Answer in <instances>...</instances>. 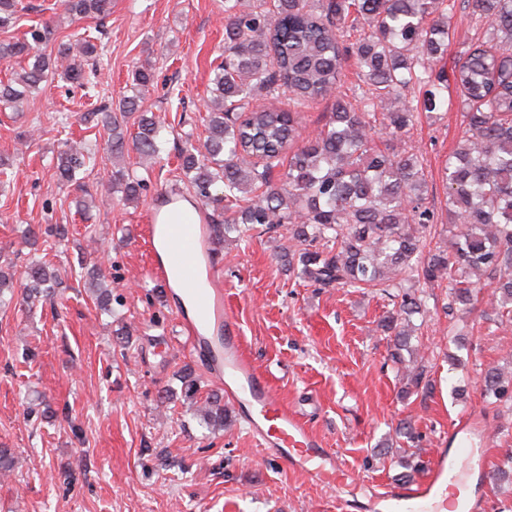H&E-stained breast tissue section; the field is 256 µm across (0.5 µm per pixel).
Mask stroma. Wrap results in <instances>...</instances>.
<instances>
[{
  "mask_svg": "<svg viewBox=\"0 0 512 512\" xmlns=\"http://www.w3.org/2000/svg\"><path fill=\"white\" fill-rule=\"evenodd\" d=\"M20 2L15 36L48 22L56 39L47 52L84 32L104 55L92 90L57 78L22 106L0 105V159L8 163L0 179V266L43 258L41 245L27 242V226L69 229L66 248L53 259L62 285L52 298L0 309V448L16 459L12 475L0 478V512H368L362 488L385 487L401 472L408 444L396 428L403 420L412 421L427 462L448 447L450 426L464 418L479 428L475 444L486 449V466L512 454V410L480 394L485 370L512 371V315L489 303V279H481L467 310L452 305L449 283L425 288L428 313L414 320L411 344L434 390L404 398L393 342L379 326L391 301L376 290L320 289L285 273L276 255L287 241L277 232L218 250L224 302L247 352L316 437L338 451L347 480L339 490L320 486L264 461L240 420L221 430L207 425L196 405L180 398L176 372L188 366L198 373L200 397L222 388L187 346L175 297L154 291L143 227L170 192L190 195L178 155L184 131H193L197 147L206 138L210 79L224 55V0H112L108 15L79 20L66 18L55 0ZM144 62L155 83L142 108L164 130L160 157L150 165L126 148L128 168L149 169L146 191L126 203L102 176L112 156L95 110L130 93L131 72ZM464 130L462 112L453 108L420 119L391 143L422 153L442 245L452 238L442 169ZM23 132L35 139L21 151ZM85 138L96 155L85 179L93 203L82 215L73 193L59 188L53 165L65 140ZM83 253L108 267L121 318L95 309L78 265ZM168 390L176 402L160 403Z\"/></svg>",
  "mask_w": 512,
  "mask_h": 512,
  "instance_id": "stroma-1",
  "label": "stroma"
}]
</instances>
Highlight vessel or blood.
<instances>
[{
  "instance_id": "vessel-or-blood-1",
  "label": "vessel or blood",
  "mask_w": 512,
  "mask_h": 512,
  "mask_svg": "<svg viewBox=\"0 0 512 512\" xmlns=\"http://www.w3.org/2000/svg\"><path fill=\"white\" fill-rule=\"evenodd\" d=\"M149 238H163L151 276L176 285L184 312L180 323L192 351L224 397L238 407L256 446L270 461L298 470L318 485L340 484L345 468L335 449L317 440L308 422L281 399L277 390L243 350L233 316L224 306V287L213 266H200L207 252L204 225L184 216L172 224L146 225ZM482 449L460 446L455 458L439 453L428 477L416 484H392L371 494L374 512H446L450 473L472 475L482 468Z\"/></svg>"
}]
</instances>
